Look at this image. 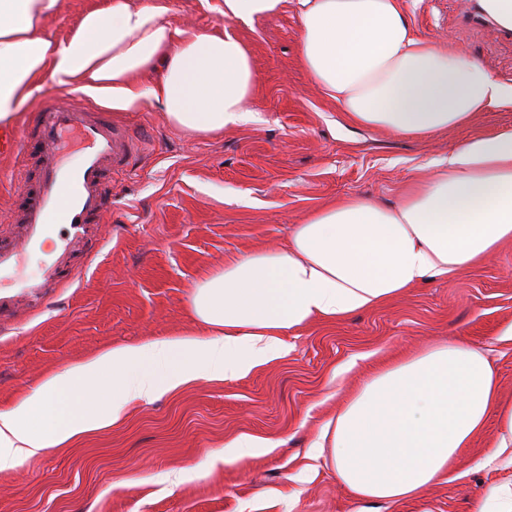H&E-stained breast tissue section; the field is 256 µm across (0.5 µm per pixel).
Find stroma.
Wrapping results in <instances>:
<instances>
[{
    "label": "stroma",
    "instance_id": "1",
    "mask_svg": "<svg viewBox=\"0 0 512 512\" xmlns=\"http://www.w3.org/2000/svg\"><path fill=\"white\" fill-rule=\"evenodd\" d=\"M172 27L226 30L249 49L259 79L255 122L188 136L144 100L77 92L111 112L137 147L109 176L110 209L85 245L60 258L50 228L25 255L22 273L55 281L16 302L0 282V409L46 374L117 342L194 328L187 295L227 259L282 246L292 225L348 197L397 205L423 166L463 140L512 132V108L476 113L470 124L399 135L349 123L310 81L298 58L294 0L252 25L226 20L218 0H163ZM416 32L452 42L499 80L512 83V32L478 0H404ZM14 160L0 157V244L19 234L22 194ZM512 245L494 259L411 289L339 322L289 332L286 357L237 379L199 381L66 447L0 472V512H470L472 499L512 485V466L492 458L489 420L451 478L419 496L367 502L338 479L328 459L305 450L322 424L383 368L428 345L464 337L484 349L512 397ZM239 435L272 445L241 462L214 454Z\"/></svg>",
    "mask_w": 512,
    "mask_h": 512
}]
</instances>
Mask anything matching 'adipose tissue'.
I'll return each instance as SVG.
<instances>
[{"mask_svg": "<svg viewBox=\"0 0 512 512\" xmlns=\"http://www.w3.org/2000/svg\"><path fill=\"white\" fill-rule=\"evenodd\" d=\"M296 6L302 65L357 125L430 134L512 106V85L458 48L419 37L402 0ZM58 8L59 0H0V122L48 85L108 91L128 106L153 101L190 134L255 121L257 72L234 36L172 28L158 0H100L59 37L47 28ZM146 71L156 79L143 86ZM430 168L395 207L342 200L293 225L286 245L239 255L196 282L188 307L199 330L117 342L30 385L0 410V472L112 427L133 403L286 357L285 335L312 320H343L491 260L512 241V132L466 139ZM491 416L496 448L512 449V402L500 399L483 350L461 338L366 382L310 453L329 455L358 496L397 500L449 473Z\"/></svg>", "mask_w": 512, "mask_h": 512, "instance_id": "obj_1", "label": "adipose tissue"}]
</instances>
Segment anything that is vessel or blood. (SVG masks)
Returning <instances> with one entry per match:
<instances>
[{
  "label": "vessel or blood",
  "instance_id": "1",
  "mask_svg": "<svg viewBox=\"0 0 512 512\" xmlns=\"http://www.w3.org/2000/svg\"><path fill=\"white\" fill-rule=\"evenodd\" d=\"M78 133L84 151L78 162L66 153L65 138ZM37 145L41 163L35 174L22 176L23 203L19 221L25 226L22 242L0 248V278L11 275L21 255L38 244L54 224L69 228L61 238L62 251H71L89 225L100 223L107 205V176L123 166L136 142L105 111L90 112L71 101L42 109L33 127L22 126L0 136V154L25 157Z\"/></svg>",
  "mask_w": 512,
  "mask_h": 512
}]
</instances>
